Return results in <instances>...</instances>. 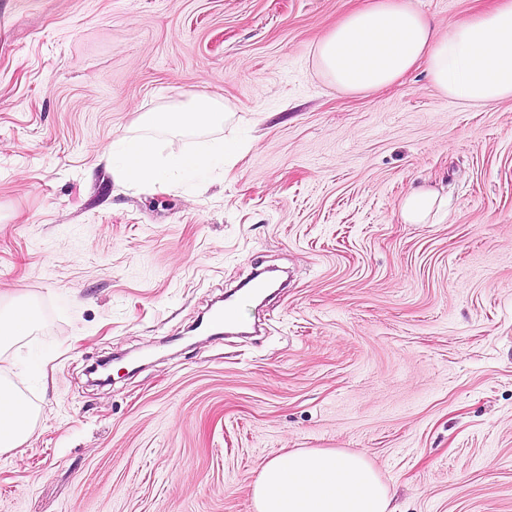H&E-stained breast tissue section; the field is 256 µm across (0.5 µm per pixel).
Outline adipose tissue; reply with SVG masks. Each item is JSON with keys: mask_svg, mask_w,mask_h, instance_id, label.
Wrapping results in <instances>:
<instances>
[{"mask_svg": "<svg viewBox=\"0 0 512 512\" xmlns=\"http://www.w3.org/2000/svg\"><path fill=\"white\" fill-rule=\"evenodd\" d=\"M319 73L337 89L367 94L390 86L419 63L446 98L483 106L512 98V0L467 17L445 35L406 0H372L347 14L315 49ZM227 110L217 98L192 93L180 105L142 116L155 131L192 130L222 121ZM120 174L157 179L162 168L197 172L208 159L179 156L156 162L152 139L134 137L113 145ZM37 410L17 384L0 377V453L19 448L32 431ZM255 512H396L393 496L360 453L317 449L284 453L265 464L251 483Z\"/></svg>", "mask_w": 512, "mask_h": 512, "instance_id": "ef3b65f1", "label": "adipose tissue"}]
</instances>
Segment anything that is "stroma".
<instances>
[{
	"label": "stroma",
	"instance_id": "stroma-1",
	"mask_svg": "<svg viewBox=\"0 0 512 512\" xmlns=\"http://www.w3.org/2000/svg\"><path fill=\"white\" fill-rule=\"evenodd\" d=\"M364 2L0 0V307L35 311L0 370L39 410L0 512H253L301 449L364 454L399 512H512V99L337 90L315 44ZM409 3L445 34L485 0ZM189 92L230 112L160 158L234 152L117 183L112 143ZM418 187L440 221L404 222ZM270 267L260 341L192 335Z\"/></svg>",
	"mask_w": 512,
	"mask_h": 512
}]
</instances>
